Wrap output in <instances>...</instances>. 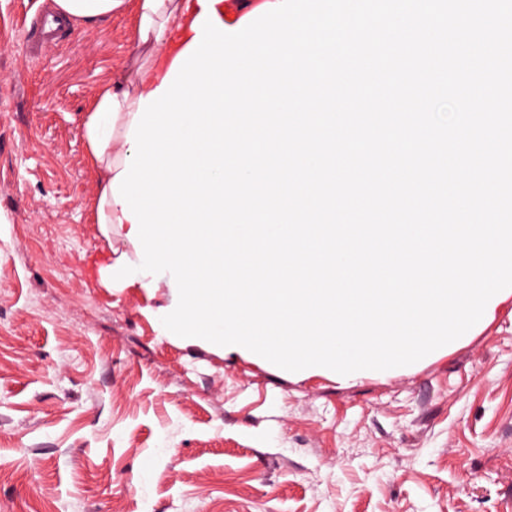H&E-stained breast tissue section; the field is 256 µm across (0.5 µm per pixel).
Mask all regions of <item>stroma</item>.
Masks as SVG:
<instances>
[{"mask_svg": "<svg viewBox=\"0 0 512 512\" xmlns=\"http://www.w3.org/2000/svg\"><path fill=\"white\" fill-rule=\"evenodd\" d=\"M0 0V512H512V298L473 336L344 379L166 334L104 283L83 124L130 12L31 51Z\"/></svg>", "mask_w": 512, "mask_h": 512, "instance_id": "35a3bbf8", "label": "stroma"}]
</instances>
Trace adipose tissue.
<instances>
[{"label":"adipose tissue","instance_id":"ef3b65f1","mask_svg":"<svg viewBox=\"0 0 512 512\" xmlns=\"http://www.w3.org/2000/svg\"><path fill=\"white\" fill-rule=\"evenodd\" d=\"M136 7L135 66L112 76L97 93L84 124V138L97 171L95 221L104 234L129 233L131 222L116 204L111 184L129 153L126 135L141 97L155 91L173 60L195 37L191 25L203 8L198 0H53L60 18L88 26Z\"/></svg>","mask_w":512,"mask_h":512}]
</instances>
